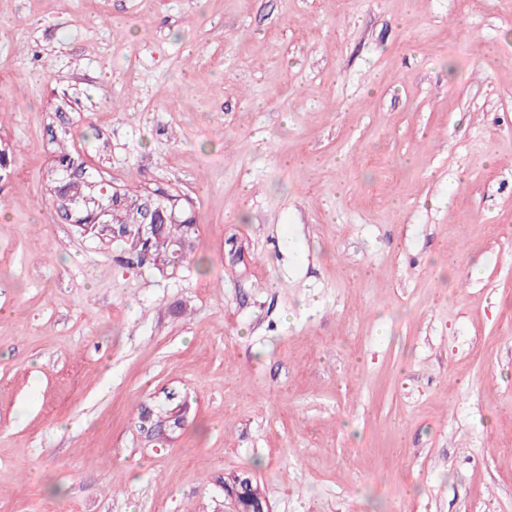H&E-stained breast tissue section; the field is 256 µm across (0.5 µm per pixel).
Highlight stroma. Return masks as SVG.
<instances>
[{"label":"stroma","instance_id":"obj_1","mask_svg":"<svg viewBox=\"0 0 512 512\" xmlns=\"http://www.w3.org/2000/svg\"><path fill=\"white\" fill-rule=\"evenodd\" d=\"M0 140V512H512V0H0ZM58 166L62 172L67 174V180L59 189H56L55 200L58 203L67 198H71L74 201L69 203L72 215L65 209L57 210V212L60 213L63 219L80 224V228L84 233L96 236L104 235L105 233L103 232L105 231L112 232V229H108L104 224H96L97 227L95 228V223L89 222V218L95 212L108 208L111 213L107 218L112 224H122L126 229L131 238L132 249L139 261L142 246L137 245L135 237L138 224L140 242L147 247L151 244L152 253L159 255L168 248L172 251L176 244H181L183 250L187 247V255L192 252L196 224L193 225L194 229H190L188 224H174L167 221L159 231L160 219L166 222V219L175 221L177 218L175 210H170L169 207L163 204V198L156 201L148 199L143 217L139 205L143 204L144 201L139 203V205H135L133 201L130 203L126 202L125 197H122L117 191L112 192V190L106 188V193H101V189L104 186L95 190L92 189L87 184V182H93L89 173L86 171H81L80 174L76 172L73 168V160L68 154L64 153L58 157ZM165 214H167V218ZM132 232H134L133 235ZM158 234L157 238H153Z\"/></svg>","mask_w":512,"mask_h":512}]
</instances>
